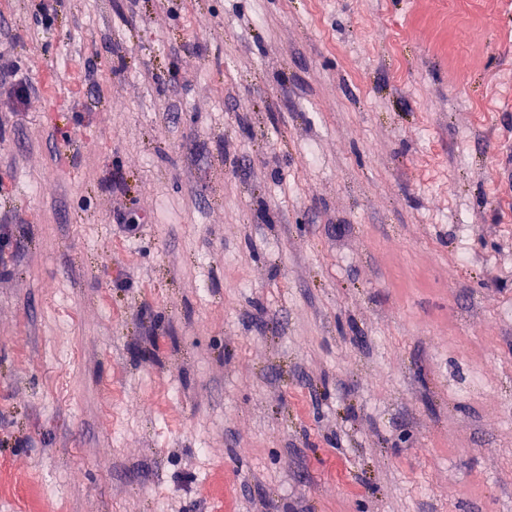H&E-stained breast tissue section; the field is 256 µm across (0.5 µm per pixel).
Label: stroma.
I'll return each instance as SVG.
<instances>
[{"instance_id": "obj_1", "label": "stroma", "mask_w": 512, "mask_h": 512, "mask_svg": "<svg viewBox=\"0 0 512 512\" xmlns=\"http://www.w3.org/2000/svg\"><path fill=\"white\" fill-rule=\"evenodd\" d=\"M1 44L0 512H512V0H0ZM0 86L16 101H23L34 89L32 82L20 74L19 68L9 59L6 49L0 52Z\"/></svg>"}]
</instances>
